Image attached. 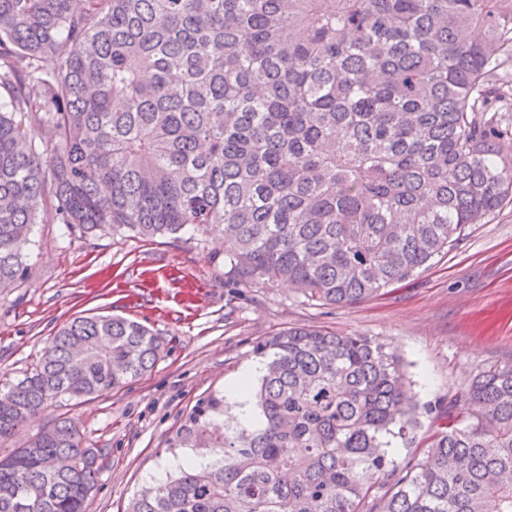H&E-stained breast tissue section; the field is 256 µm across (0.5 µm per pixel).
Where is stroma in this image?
<instances>
[{
  "label": "stroma",
  "mask_w": 512,
  "mask_h": 512,
  "mask_svg": "<svg viewBox=\"0 0 512 512\" xmlns=\"http://www.w3.org/2000/svg\"><path fill=\"white\" fill-rule=\"evenodd\" d=\"M25 277L0 291V383L20 376L81 314L120 315L162 340L153 370L81 403L46 408L18 431L27 441L57 416L75 418L87 444L110 449L87 512H125L199 400L225 392L259 361L255 341L291 327L327 329L391 344L406 365L420 426L398 458L421 452L433 431L428 405L466 388L491 366L512 364V205L477 224L448 254L404 284L362 303L318 306L292 289L224 285V243L213 233L146 240L126 232H66L41 207Z\"/></svg>",
  "instance_id": "obj_1"
}]
</instances>
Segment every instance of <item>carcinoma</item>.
<instances>
[{
    "label": "carcinoma",
    "mask_w": 512,
    "mask_h": 512,
    "mask_svg": "<svg viewBox=\"0 0 512 512\" xmlns=\"http://www.w3.org/2000/svg\"><path fill=\"white\" fill-rule=\"evenodd\" d=\"M510 66L512 0H0V288L48 200L83 234L217 230L232 288L369 299L512 203ZM253 349L254 420L202 400L169 448L208 463L126 512H512V364L399 463L418 403L397 351L307 328ZM162 351L135 320L74 318L0 384V441ZM105 457L54 421L0 455V512H86Z\"/></svg>",
    "instance_id": "1"
}]
</instances>
